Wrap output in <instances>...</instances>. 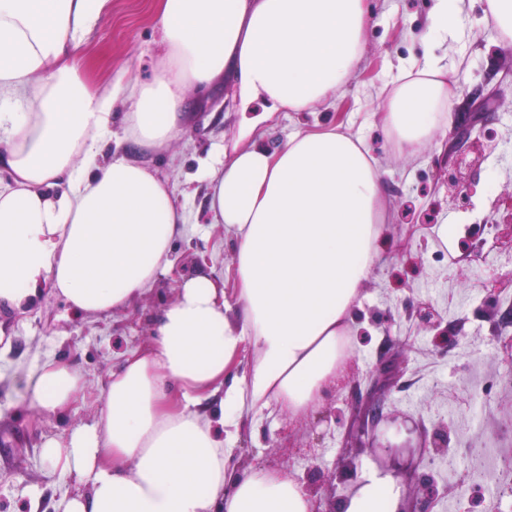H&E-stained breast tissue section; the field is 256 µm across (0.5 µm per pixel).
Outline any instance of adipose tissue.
Instances as JSON below:
<instances>
[{
    "instance_id": "ef3b65f1",
    "label": "adipose tissue",
    "mask_w": 512,
    "mask_h": 512,
    "mask_svg": "<svg viewBox=\"0 0 512 512\" xmlns=\"http://www.w3.org/2000/svg\"><path fill=\"white\" fill-rule=\"evenodd\" d=\"M110 0H0V304L23 310L51 289L79 315L128 310L174 266L183 212L169 183L130 157L182 132L188 87L231 76L243 120L224 158L202 167L208 210L236 240L234 293L198 272L156 318L99 397L95 427L47 439L51 471L87 493L64 512H312L284 470L239 472L245 413L311 412L350 355L353 311L389 242L381 165L344 124L299 131L278 148V112L337 102L360 65L367 0H158L166 49L151 81L118 71L105 93L76 62ZM447 67L405 68L383 85L382 131L417 155L448 121ZM126 107L114 118L115 103ZM251 364L229 375L243 352ZM85 389L49 360L34 404L63 415ZM400 492L370 473L340 512H397Z\"/></svg>"
}]
</instances>
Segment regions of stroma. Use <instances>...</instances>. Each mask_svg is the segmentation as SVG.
<instances>
[{
    "mask_svg": "<svg viewBox=\"0 0 512 512\" xmlns=\"http://www.w3.org/2000/svg\"><path fill=\"white\" fill-rule=\"evenodd\" d=\"M434 0H371L374 23L365 33V59L337 104L319 103L304 112H279L265 140L277 147L297 131L348 122L367 139L381 164L383 189L392 215L390 243L367 281L356 312L353 354L343 381L307 416L294 417L270 405L247 419L238 442L237 466L283 469L313 482L321 512L336 504L332 486L353 484L374 467L373 451L350 448L346 438L357 412L351 390L366 383L384 351L401 354L403 375L385 395V413H402L426 433L443 431L456 459L454 472L429 471L448 487L431 512H486L487 493L466 482L472 463L467 447L512 455V355L500 340L512 324H498L487 297L512 258V239H493L480 222L495 205L512 199V45L484 14V0H464L458 23L428 30ZM429 31V30H428ZM165 48L155 17V0H110L108 13L89 35L79 75L90 89H103L115 71L129 66L132 77L151 80ZM435 58L455 69L448 124L418 157L399 154L376 126L379 87L400 65ZM236 88L226 79L186 91L190 120L161 155L142 154L144 163L169 182L186 217L173 244L174 274L165 276L138 306L96 318L76 315L63 297L44 290L30 309L0 306V512H61L66 499L84 492L70 476L50 472L41 456L46 439L95 424L98 397L130 351L148 345L154 317L184 278L195 273L193 256L209 255L205 272L231 283L235 243L223 225L210 221L208 186L197 176L201 162L232 146L241 115ZM487 101L494 119L473 131L461 171L476 185L467 208L448 185L454 156L446 147L465 114ZM449 223L447 241L434 225ZM426 302L460 333L442 348L431 331L408 320V303ZM69 362L84 378L82 397L60 417L40 411L30 381L47 360Z\"/></svg>",
    "mask_w": 512,
    "mask_h": 512,
    "instance_id": "obj_1",
    "label": "stroma"
}]
</instances>
